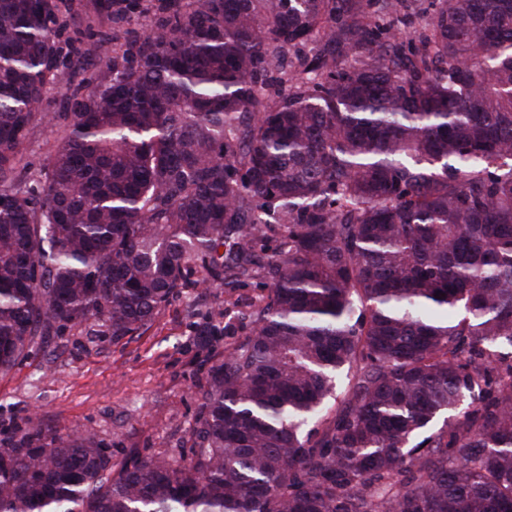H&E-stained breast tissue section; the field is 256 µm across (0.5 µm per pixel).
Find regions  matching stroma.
<instances>
[{
  "mask_svg": "<svg viewBox=\"0 0 512 512\" xmlns=\"http://www.w3.org/2000/svg\"><path fill=\"white\" fill-rule=\"evenodd\" d=\"M220 288L174 299L143 333L112 340L66 330L50 356L36 355L0 375V441L37 423L47 434L90 429L115 453L190 447L199 390L211 366L190 344L192 315L222 313Z\"/></svg>",
  "mask_w": 512,
  "mask_h": 512,
  "instance_id": "stroma-1",
  "label": "stroma"
}]
</instances>
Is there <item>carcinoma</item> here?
Wrapping results in <instances>:
<instances>
[{"label":"carcinoma","mask_w":512,"mask_h":512,"mask_svg":"<svg viewBox=\"0 0 512 512\" xmlns=\"http://www.w3.org/2000/svg\"><path fill=\"white\" fill-rule=\"evenodd\" d=\"M92 2L0 0V374L200 286L252 330L191 324L188 459L34 424L0 512H512V0ZM56 138L55 129L50 125H39L31 138L21 147L20 166L39 168L50 154Z\"/></svg>","instance_id":"cac0c4a2"}]
</instances>
